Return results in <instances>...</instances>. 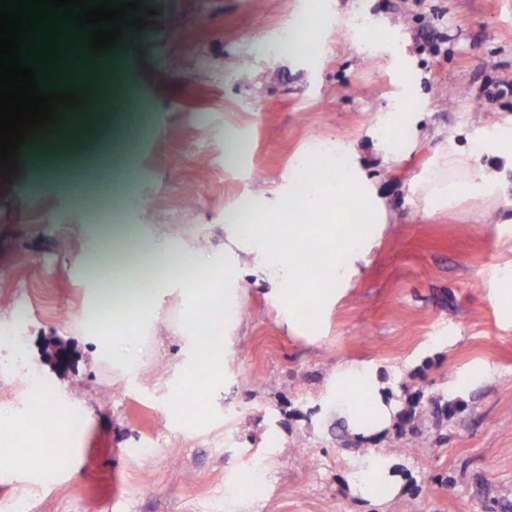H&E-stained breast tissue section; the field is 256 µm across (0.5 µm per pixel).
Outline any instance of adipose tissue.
<instances>
[{
	"instance_id": "ef3b65f1",
	"label": "adipose tissue",
	"mask_w": 512,
	"mask_h": 512,
	"mask_svg": "<svg viewBox=\"0 0 512 512\" xmlns=\"http://www.w3.org/2000/svg\"><path fill=\"white\" fill-rule=\"evenodd\" d=\"M498 187L495 171L474 172L452 147L416 182L419 200L435 209L455 200L462 189L484 193ZM342 199L348 200L349 210L339 209ZM350 215L357 220L356 231L346 237L334 257L311 268L310 249L300 243L299 226L316 220L332 233ZM248 219L264 223L265 233H244L243 223ZM387 221V206L364 177L353 147L314 141L289 172L285 191L273 199L258 198L230 217L224 226L223 257L204 250L190 253L197 275L180 271L175 240L142 233L134 225L127 232L133 235L136 248H115L105 263L97 254H88L85 271L98 280L97 295L111 303L119 326L131 325L128 307L154 312L171 288L181 289L196 316L205 320L219 304L226 314L235 313L237 298L232 287L246 270L268 281L286 299L294 298L298 286L322 298V284L342 278L361 257L374 228ZM331 381L335 395L329 411L347 422L358 442L375 446L398 411L395 403L387 401L383 381L357 365L337 367Z\"/></svg>"
}]
</instances>
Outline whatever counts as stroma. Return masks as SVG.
I'll return each instance as SVG.
<instances>
[{
	"mask_svg": "<svg viewBox=\"0 0 512 512\" xmlns=\"http://www.w3.org/2000/svg\"><path fill=\"white\" fill-rule=\"evenodd\" d=\"M142 2L149 26L104 53L99 121L51 157L25 144L0 178V412L23 450L0 467V512H512V168L504 195L428 210L414 194L448 141L481 167L480 140L512 128V0H325L315 49L291 58L279 46L307 0ZM409 96V119L389 121ZM133 98L148 130L112 167L121 209L98 220L73 170ZM391 129L410 147L388 170ZM232 133L247 150L230 164ZM315 140L353 144L388 204L365 260L291 309L244 275L222 362L175 294L134 337L137 366L113 358L82 268L105 230L174 227L183 249L221 250L227 213L273 196ZM349 363L378 372L402 415L429 401L424 447L396 427L381 439L406 482L371 502L347 484L365 455L324 415Z\"/></svg>",
	"mask_w": 512,
	"mask_h": 512,
	"instance_id": "stroma-1",
	"label": "stroma"
}]
</instances>
